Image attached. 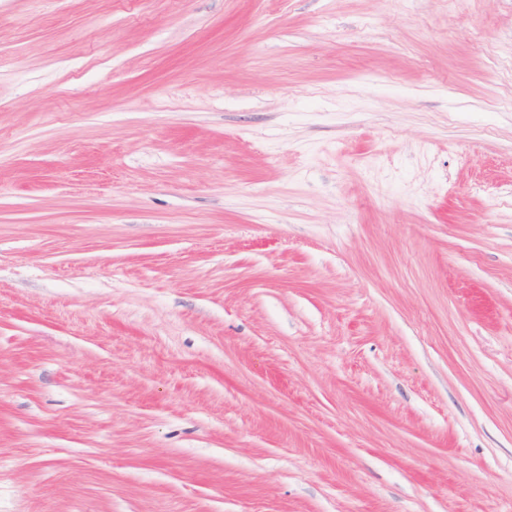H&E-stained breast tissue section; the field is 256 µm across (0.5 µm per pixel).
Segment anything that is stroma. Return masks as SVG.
I'll return each instance as SVG.
<instances>
[{"label": "stroma", "instance_id": "35a3bbf8", "mask_svg": "<svg viewBox=\"0 0 512 512\" xmlns=\"http://www.w3.org/2000/svg\"><path fill=\"white\" fill-rule=\"evenodd\" d=\"M0 512H512V0H0Z\"/></svg>", "mask_w": 512, "mask_h": 512}]
</instances>
